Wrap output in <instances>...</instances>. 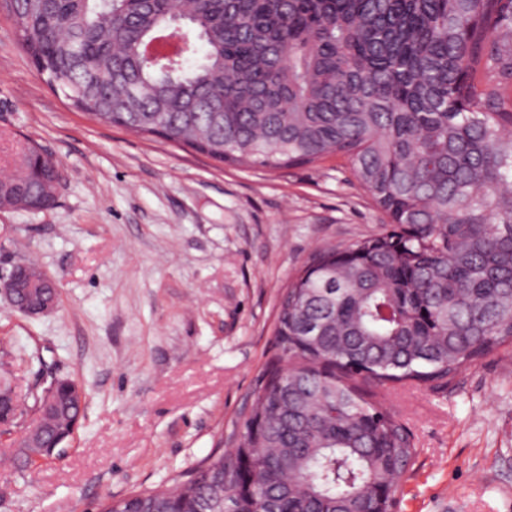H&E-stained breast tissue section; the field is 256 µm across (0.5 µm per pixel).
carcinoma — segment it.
I'll return each instance as SVG.
<instances>
[{
	"label": "carcinoma",
	"instance_id": "obj_1",
	"mask_svg": "<svg viewBox=\"0 0 512 512\" xmlns=\"http://www.w3.org/2000/svg\"><path fill=\"white\" fill-rule=\"evenodd\" d=\"M79 111L227 163L348 157L385 232L317 250L283 295L279 354L233 448L102 512H392L416 454L358 379L445 384L512 346V0H0ZM180 27L193 64L141 44ZM0 179L42 207L61 172L28 147ZM24 468L83 408L47 398Z\"/></svg>",
	"mask_w": 512,
	"mask_h": 512
}]
</instances>
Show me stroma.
Returning a JSON list of instances; mask_svg holds the SVG:
<instances>
[{
    "instance_id": "stroma-1",
    "label": "stroma",
    "mask_w": 512,
    "mask_h": 512,
    "mask_svg": "<svg viewBox=\"0 0 512 512\" xmlns=\"http://www.w3.org/2000/svg\"><path fill=\"white\" fill-rule=\"evenodd\" d=\"M60 166L54 207L0 209V274L34 259L59 289L30 318L0 299V352L87 393L74 437L18 471L0 446V512H100L230 448L276 352L280 298L321 245L384 216L345 156L279 169L216 162L90 119L51 89L0 7V173L26 144ZM417 455L394 512H512V347L445 387H378Z\"/></svg>"
}]
</instances>
